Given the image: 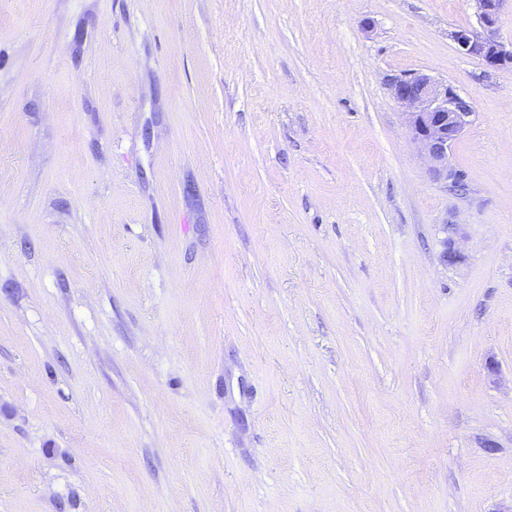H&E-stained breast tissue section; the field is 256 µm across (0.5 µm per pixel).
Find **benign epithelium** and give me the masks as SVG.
Wrapping results in <instances>:
<instances>
[{
    "label": "benign epithelium",
    "instance_id": "1",
    "mask_svg": "<svg viewBox=\"0 0 512 512\" xmlns=\"http://www.w3.org/2000/svg\"><path fill=\"white\" fill-rule=\"evenodd\" d=\"M480 29H459L451 34L457 50L481 59L487 66H512V41L499 37L505 0H472ZM393 98L405 108L404 126L425 152L438 179L454 181L457 172L448 164L452 146L471 123L473 111L448 84L428 74L408 73L388 79Z\"/></svg>",
    "mask_w": 512,
    "mask_h": 512
}]
</instances>
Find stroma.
<instances>
[{
  "label": "stroma",
  "instance_id": "35a3bbf8",
  "mask_svg": "<svg viewBox=\"0 0 512 512\" xmlns=\"http://www.w3.org/2000/svg\"><path fill=\"white\" fill-rule=\"evenodd\" d=\"M477 25L0 0V512L512 505V68L457 51ZM406 72L473 106L460 186ZM388 85L393 98L405 108L404 126L425 152L434 176L455 181L458 173L448 164V155L471 123V106L448 83L428 74L391 77Z\"/></svg>",
  "mask_w": 512,
  "mask_h": 512
}]
</instances>
